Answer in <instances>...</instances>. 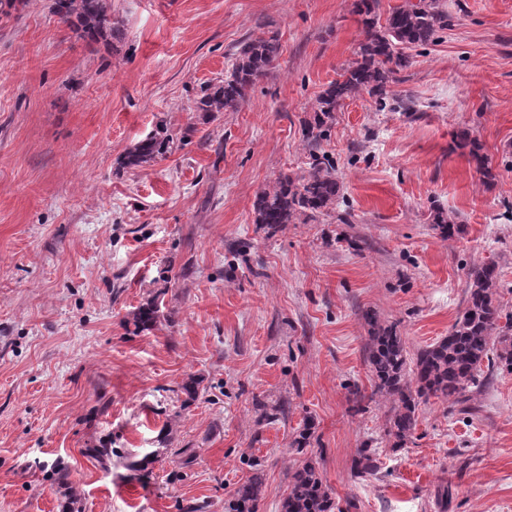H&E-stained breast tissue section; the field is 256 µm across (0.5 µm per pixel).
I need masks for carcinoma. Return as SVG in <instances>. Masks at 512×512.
Returning a JSON list of instances; mask_svg holds the SVG:
<instances>
[{"label":"carcinoma","mask_w":512,"mask_h":512,"mask_svg":"<svg viewBox=\"0 0 512 512\" xmlns=\"http://www.w3.org/2000/svg\"><path fill=\"white\" fill-rule=\"evenodd\" d=\"M379 0H356L361 16L363 39L354 51V60L341 69L339 78L317 97L313 115L303 122L306 142H317L327 135L343 102L363 92L381 96L400 70L409 64L404 49L425 45L448 28V12L440 0H417L394 9L385 22L378 15ZM53 13L59 22L89 39L108 45L125 38L123 29L112 18V0H53ZM281 53L276 35L244 41L234 53L231 67L217 84L201 88L196 101L198 112H235L246 101L257 82L273 68ZM177 137L160 124L145 138L128 149L124 164L141 167L170 155ZM456 147L469 150L482 169L483 176L494 175L477 153L468 130L456 135ZM340 184L328 157L315 158L302 175H282L263 188L256 197L255 223L275 233L283 224L298 220L314 221L336 203ZM499 288L498 267L482 262L469 271L465 307L448 331L434 344L422 350L409 365L407 351L390 326L370 321L369 366L376 392L392 399V415L387 434L400 448L416 427L418 400L435 397L454 404L468 402L467 393L476 386L484 359L497 343L494 364L512 371V316L500 325L501 310L495 295ZM160 307L152 299L133 312V324L139 331L151 329L160 319ZM355 475L373 477L379 471L376 457L363 449L353 460ZM262 494V479L255 474L241 483L228 502L226 512H256ZM283 512H336V502L311 462L296 468L284 499Z\"/></svg>","instance_id":"obj_1"}]
</instances>
